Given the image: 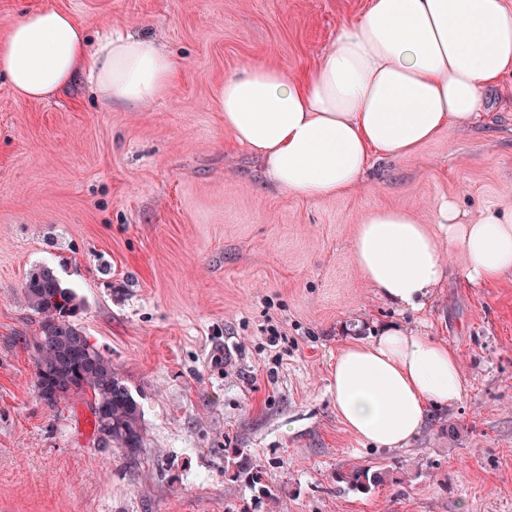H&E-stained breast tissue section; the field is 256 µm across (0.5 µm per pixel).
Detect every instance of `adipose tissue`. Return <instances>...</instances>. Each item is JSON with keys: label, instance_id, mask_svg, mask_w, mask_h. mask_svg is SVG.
I'll list each match as a JSON object with an SVG mask.
<instances>
[{"label": "adipose tissue", "instance_id": "obj_1", "mask_svg": "<svg viewBox=\"0 0 512 512\" xmlns=\"http://www.w3.org/2000/svg\"><path fill=\"white\" fill-rule=\"evenodd\" d=\"M179 69L162 47L119 30L89 47L85 25L56 9L24 14L0 38V74L27 100L50 99L82 76L104 106L142 105ZM511 73L512 0H370L313 75L254 64L225 77L220 106L225 130L276 187L317 201L356 190L373 154L411 156L448 124L468 126L485 91ZM441 215L433 232L404 209L366 213L352 243L366 283L421 308L443 278L446 246L464 253L468 282L512 272V220L466 223L451 202ZM329 391L354 436L399 448L429 407L461 402L467 383L454 348L390 331L343 346Z\"/></svg>", "mask_w": 512, "mask_h": 512}]
</instances>
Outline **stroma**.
Instances as JSON below:
<instances>
[{
    "label": "stroma",
    "instance_id": "obj_1",
    "mask_svg": "<svg viewBox=\"0 0 512 512\" xmlns=\"http://www.w3.org/2000/svg\"><path fill=\"white\" fill-rule=\"evenodd\" d=\"M369 0H0V36L31 8L90 34L122 30L181 71L146 105L103 107L82 81L28 101L0 77V512H512V274L465 280L460 250L419 310L363 279V215L400 208L437 230L454 201L512 214V76L475 122L411 156H373L358 190L315 202L268 183L224 129L225 76L253 63L312 72ZM53 269L76 321L142 412L126 459L94 429L89 395L51 408L22 291ZM400 328L460 355L466 398L432 408L401 448L354 437L328 391L348 341ZM281 336L269 346V330ZM263 466L271 494L224 471ZM383 471L370 492L341 466Z\"/></svg>",
    "mask_w": 512,
    "mask_h": 512
}]
</instances>
